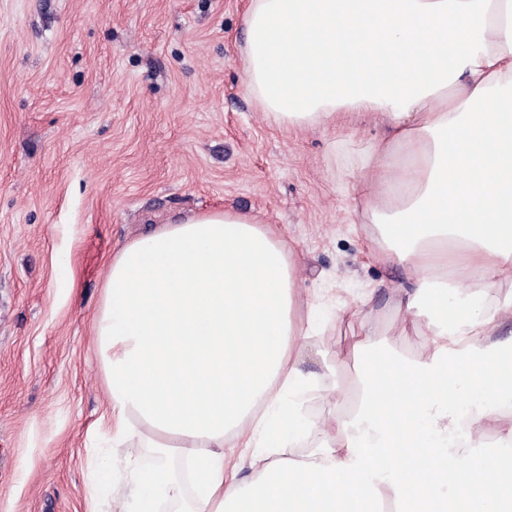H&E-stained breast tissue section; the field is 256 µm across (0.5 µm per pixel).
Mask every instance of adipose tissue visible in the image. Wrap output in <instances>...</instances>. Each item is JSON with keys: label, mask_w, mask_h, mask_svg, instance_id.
<instances>
[{"label": "adipose tissue", "mask_w": 512, "mask_h": 512, "mask_svg": "<svg viewBox=\"0 0 512 512\" xmlns=\"http://www.w3.org/2000/svg\"><path fill=\"white\" fill-rule=\"evenodd\" d=\"M248 91L277 124L382 115L355 191L388 259L402 331L351 336L357 398L326 430L303 417L319 375L300 366L293 249L257 217L227 211L164 224L109 265L95 321L107 434L148 448L123 473L127 512H512V450L485 467L476 427L512 446V299L460 306L451 288L512 280V0H251ZM252 475L224 472V438ZM305 437L301 457L280 454ZM182 449L186 472L172 464Z\"/></svg>", "instance_id": "obj_1"}]
</instances>
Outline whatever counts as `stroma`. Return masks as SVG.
<instances>
[{"label":"stroma","instance_id":"obj_1","mask_svg":"<svg viewBox=\"0 0 512 512\" xmlns=\"http://www.w3.org/2000/svg\"><path fill=\"white\" fill-rule=\"evenodd\" d=\"M250 0H0V512H85L111 448L91 327L123 245L191 215L244 210L291 244L317 300L302 358L307 413L335 427L352 392L344 348L373 322L391 348L407 274L380 257L350 185L384 120L291 128L250 96ZM354 309L351 317L343 309Z\"/></svg>","mask_w":512,"mask_h":512}]
</instances>
